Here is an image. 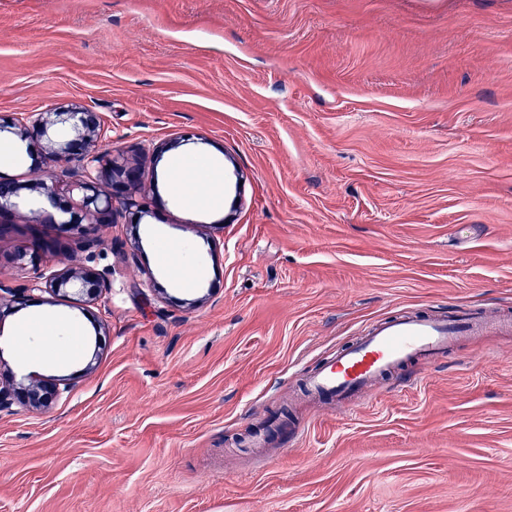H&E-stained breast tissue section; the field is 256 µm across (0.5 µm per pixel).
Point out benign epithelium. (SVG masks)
I'll return each instance as SVG.
<instances>
[{
  "label": "benign epithelium",
  "mask_w": 512,
  "mask_h": 512,
  "mask_svg": "<svg viewBox=\"0 0 512 512\" xmlns=\"http://www.w3.org/2000/svg\"><path fill=\"white\" fill-rule=\"evenodd\" d=\"M7 132L31 155L30 170L37 175L31 189L43 195L57 210L49 222L86 232L98 224L113 223V202L118 198L124 208L136 214L148 209L147 195L141 191L139 171L121 158L96 151L95 143L102 135L99 116L83 107L59 112H45L27 124L6 122L0 118V134ZM8 186L0 191V218L14 213L21 199L20 185L5 178ZM66 193L77 196L74 204L59 202L58 184ZM94 254L84 263L55 273L45 286H34L55 296L67 295V287L80 283L78 295L94 298L103 288L101 274L91 266ZM60 395L56 382H43L29 387L0 383V409L18 401L35 408L48 406Z\"/></svg>",
  "instance_id": "7a95c632"
}]
</instances>
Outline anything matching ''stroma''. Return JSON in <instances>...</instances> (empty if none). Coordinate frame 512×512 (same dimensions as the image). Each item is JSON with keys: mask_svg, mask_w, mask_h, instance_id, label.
<instances>
[{"mask_svg": "<svg viewBox=\"0 0 512 512\" xmlns=\"http://www.w3.org/2000/svg\"><path fill=\"white\" fill-rule=\"evenodd\" d=\"M73 104L150 206L64 233L0 168L24 199L0 332L32 309L84 332L72 360L0 346V373L69 386L0 410V512H512V332L347 412L301 390L400 312L512 317V0H0V116ZM188 153L223 166L222 209L175 202ZM91 237L95 299L34 290ZM189 247H181L174 244H165L158 246V254L163 264L171 272L179 275L182 283L189 287L192 285V276L188 262H190Z\"/></svg>", "mask_w": 512, "mask_h": 512, "instance_id": "stroma-1", "label": "stroma"}]
</instances>
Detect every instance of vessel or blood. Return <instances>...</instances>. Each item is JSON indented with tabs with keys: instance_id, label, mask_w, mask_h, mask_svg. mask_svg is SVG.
<instances>
[{
	"instance_id": "1",
	"label": "vessel or blood",
	"mask_w": 512,
	"mask_h": 512,
	"mask_svg": "<svg viewBox=\"0 0 512 512\" xmlns=\"http://www.w3.org/2000/svg\"><path fill=\"white\" fill-rule=\"evenodd\" d=\"M504 328L512 329V319L469 307L443 317L402 313L368 325L354 344L309 374L304 388L316 399H329L337 410L348 411L364 401L381 378L408 362L429 367L461 338Z\"/></svg>"
}]
</instances>
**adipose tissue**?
<instances>
[{"mask_svg":"<svg viewBox=\"0 0 512 512\" xmlns=\"http://www.w3.org/2000/svg\"><path fill=\"white\" fill-rule=\"evenodd\" d=\"M168 178L176 198L198 209L217 210L224 205V173L208 157L183 156L169 172ZM14 340L25 358L37 362L53 337L69 335L79 338L76 329L38 314L28 317L13 330Z\"/></svg>","mask_w":512,"mask_h":512,"instance_id":"1","label":"adipose tissue"}]
</instances>
